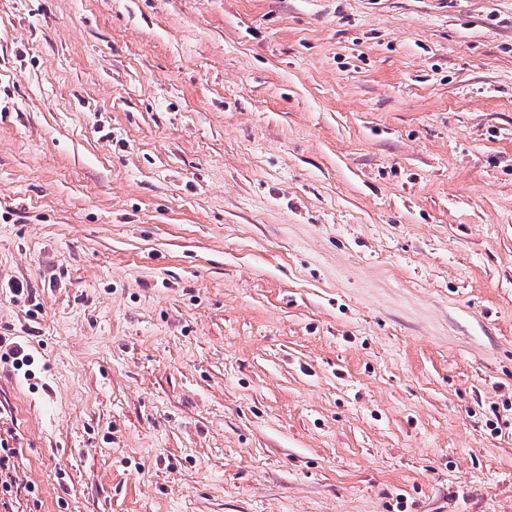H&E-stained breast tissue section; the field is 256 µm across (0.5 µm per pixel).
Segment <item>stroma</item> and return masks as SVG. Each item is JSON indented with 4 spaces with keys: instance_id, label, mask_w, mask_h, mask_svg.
Listing matches in <instances>:
<instances>
[{
    "instance_id": "1",
    "label": "stroma",
    "mask_w": 512,
    "mask_h": 512,
    "mask_svg": "<svg viewBox=\"0 0 512 512\" xmlns=\"http://www.w3.org/2000/svg\"><path fill=\"white\" fill-rule=\"evenodd\" d=\"M0 512H512V0H0Z\"/></svg>"
}]
</instances>
